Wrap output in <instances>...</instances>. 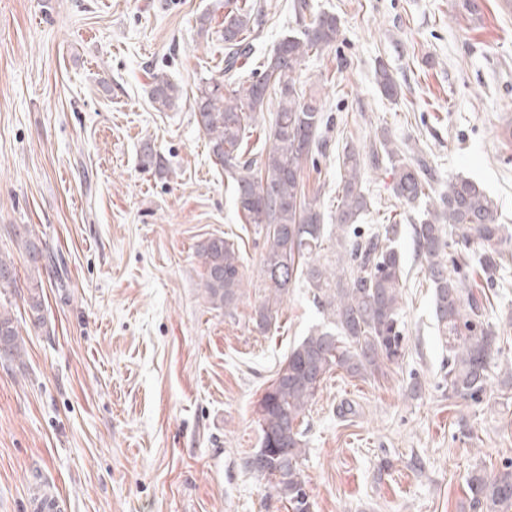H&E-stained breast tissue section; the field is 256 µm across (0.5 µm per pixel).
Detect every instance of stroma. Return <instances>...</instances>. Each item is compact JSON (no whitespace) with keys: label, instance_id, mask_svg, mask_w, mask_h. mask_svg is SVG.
<instances>
[{"label":"stroma","instance_id":"obj_1","mask_svg":"<svg viewBox=\"0 0 512 512\" xmlns=\"http://www.w3.org/2000/svg\"><path fill=\"white\" fill-rule=\"evenodd\" d=\"M259 63L301 24L292 0H265ZM340 20L336 45L298 80L322 103L324 155L304 183L336 210L346 145L407 144L438 190L481 183L512 225V0H308ZM224 0H0V251L28 225L61 255L44 281L46 324L11 295L26 353L0 362V512H34L35 479L63 512H288L245 469L259 446L258 403L290 349L323 316L294 284L267 331L264 238L238 212L193 112L223 66ZM396 100L375 83L378 64ZM182 88L158 112L148 74ZM151 143L165 170L144 169ZM393 175L365 170L361 229L393 220L405 263V357L375 377L333 371L303 426L314 512H475L465 476L512 462V266L488 295L502 337L482 402L449 398L448 350L432 311L413 224ZM214 236L243 258L245 295L230 310L203 298L198 252ZM351 405L353 415L339 409Z\"/></svg>","mask_w":512,"mask_h":512}]
</instances>
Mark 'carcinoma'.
<instances>
[{
	"label": "carcinoma",
	"instance_id": "carcinoma-1",
	"mask_svg": "<svg viewBox=\"0 0 512 512\" xmlns=\"http://www.w3.org/2000/svg\"><path fill=\"white\" fill-rule=\"evenodd\" d=\"M222 21L224 68L195 99L194 114L207 138L210 157L231 178L238 210L264 233L262 260L268 296L255 309V322L268 328L276 307L290 286L304 280L326 320L309 331L288 352L258 407L259 448L245 467L265 482L269 495L288 503L291 512H312L302 469L306 455L303 418L327 375L342 369L351 375H375L405 356L400 300L404 265L396 241L399 225L381 224L361 237L351 230L368 210L362 188L363 159L355 148L345 150L340 168L341 196L334 229L324 224L317 199L305 192L304 164L323 153V106L295 78L306 58L334 46L340 35L338 17L322 12L296 33L282 38L272 53L249 74L242 60L267 16L257 0H226ZM376 83L382 95L396 99L398 85L385 64H378ZM150 100L158 112L172 109L181 87L161 73L151 74ZM277 100L268 137L270 147L260 166L250 158L249 139L269 99ZM401 149L383 138L369 161L378 168L387 161L392 192L406 203L436 193L431 169L400 157ZM499 204L483 187L466 177L448 180L421 222L414 225L418 256L424 260L433 289V313L448 344V397L481 402L488 367L500 353V337L486 319L489 296L460 274L470 266L486 284L508 261L509 233L497 222ZM457 233L461 249L450 250L445 233ZM336 240L334 261L319 262L325 243ZM16 250L28 267L23 304L31 324H45L41 274L52 254L47 244L23 226L13 228ZM204 267L205 298L213 309H228L244 295L242 260L222 237L209 239L198 252ZM15 260L0 252V290L17 284ZM25 352L18 320L0 303V360L16 361ZM473 506L479 512H512V462L493 478L471 470L466 478Z\"/></svg>",
	"mask_w": 512,
	"mask_h": 512
}]
</instances>
